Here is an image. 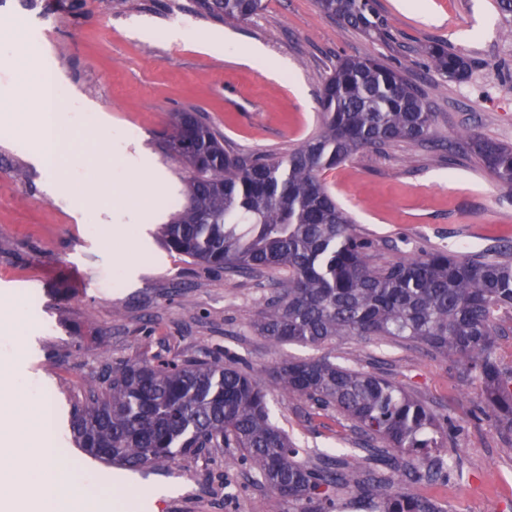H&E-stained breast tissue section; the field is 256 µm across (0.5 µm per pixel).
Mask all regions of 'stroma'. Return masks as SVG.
<instances>
[{"instance_id": "35a3bbf8", "label": "stroma", "mask_w": 512, "mask_h": 512, "mask_svg": "<svg viewBox=\"0 0 512 512\" xmlns=\"http://www.w3.org/2000/svg\"><path fill=\"white\" fill-rule=\"evenodd\" d=\"M372 6L380 29L369 33L326 15L317 0H262L257 16L235 23L209 17L196 0H0V97L10 107L0 114V385L22 448L38 446L32 412L50 400L58 447L82 460L77 485L111 488L121 512H292L248 465L230 464L228 448L177 456L141 479L74 445L72 413L106 366L215 351L262 380L284 359L383 375L449 422L448 484L412 482L408 491L444 512H512V433L474 419L480 384L455 358L403 338L271 343L254 328L269 289L192 265L158 240L188 175L167 147L173 112H201L233 151L284 156L319 132L317 99L337 59L371 56L398 68L434 114L430 143L366 148L321 176L374 242L377 261L512 247V187L468 147L473 134L512 146V41L501 36L496 0ZM139 20L152 32H138ZM176 24L189 34L172 43L164 33ZM212 32L240 51L262 47L279 73L204 49ZM437 40L470 58L466 79L429 72L424 50ZM46 69L69 99L74 142L51 170L31 162L27 127L30 86ZM144 148L163 183L138 166ZM56 180L65 192L51 191ZM114 276L123 281L117 291L106 286ZM268 403L301 459L357 454L362 435L335 409L275 389Z\"/></svg>"}]
</instances>
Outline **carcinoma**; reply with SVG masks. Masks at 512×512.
<instances>
[{
  "mask_svg": "<svg viewBox=\"0 0 512 512\" xmlns=\"http://www.w3.org/2000/svg\"><path fill=\"white\" fill-rule=\"evenodd\" d=\"M502 36L512 39V0H496ZM323 12L361 30L377 23L371 0H318ZM209 16L252 19L261 0H198ZM430 69L468 77V57L437 41ZM320 131L284 157L224 148V136L192 112L172 113L169 150L185 164L184 202L162 225L167 249L228 275H269L271 296L254 323L274 343L319 344L342 336L403 337L457 357L482 385L480 413L512 432V372L496 356L495 315L512 309V252L423 251L377 264L372 242L327 191L321 174L359 150L426 139L433 113L401 72L373 57L336 62L319 98ZM471 152L512 186V147L473 137ZM289 396L333 407L363 431L365 455L323 456L309 465L270 420L267 389L239 363L213 352L160 360L145 355L105 370L72 418L84 454L133 469L159 468L178 455L233 448L295 512H340V490L364 475L366 512H444L404 481L448 479V418L375 373L326 359L282 360L269 371ZM383 463L400 482L380 472Z\"/></svg>",
  "mask_w": 512,
  "mask_h": 512,
  "instance_id": "carcinoma-1",
  "label": "carcinoma"
}]
</instances>
